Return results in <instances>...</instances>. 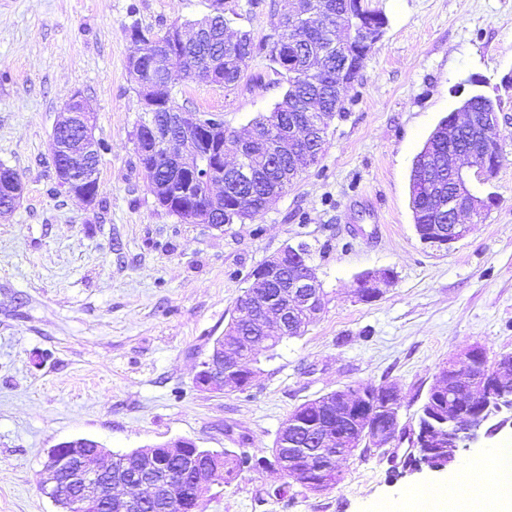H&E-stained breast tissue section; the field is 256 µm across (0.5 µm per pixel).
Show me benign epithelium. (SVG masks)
I'll return each mask as SVG.
<instances>
[{
	"label": "benign epithelium",
	"mask_w": 512,
	"mask_h": 512,
	"mask_svg": "<svg viewBox=\"0 0 512 512\" xmlns=\"http://www.w3.org/2000/svg\"><path fill=\"white\" fill-rule=\"evenodd\" d=\"M343 14L356 15L360 26L339 32L340 38L363 55L371 53L381 39L386 23L384 15L371 8L366 0H344L341 5ZM287 17L304 21L322 18L321 8L316 0H286ZM288 21L278 24L267 37L269 49L273 51L281 64L289 66L297 58L304 57L305 39L286 35ZM175 33L182 42L188 39L210 42L224 41L231 48L235 41H225L220 30L212 28V23L203 22L192 26L191 37L184 35L183 27L176 28ZM167 31L161 37L146 38L132 36L137 45L136 51L129 57L131 76L139 88L144 112L152 115V110L162 102L163 93L169 90L171 70L175 61L185 64L186 77L212 83L209 78H201L191 61L185 57H174L169 50L150 53L148 47L162 42L174 33ZM313 73H328L336 78V88H349L357 81L359 71L353 65V57L348 51L336 55V61H321L312 67ZM319 108L316 100L305 97L291 104L294 113L289 116V124L283 125L281 118L263 129L250 128L245 134L233 135L237 162L229 166L225 163L224 133H219L202 141L195 136L197 129L207 123L200 112L171 111L162 125H150V134L136 137L134 148L140 165L150 161L161 160L166 167L179 172L188 170L192 173V183L199 188V194L207 196L213 207L224 206V193L215 194L212 186L224 183L225 174L236 169L244 159L246 150L256 148L265 156L288 159V169L280 173V182L287 187L293 182L294 174L314 165L317 154L310 147V141L316 139L310 126L303 121L304 112ZM64 118L57 124L62 130L76 132L75 137L62 139L52 135L50 151L59 160L55 167L58 186L62 192L76 197L88 205L95 203V191L92 184L98 183V168L92 166L90 157L98 150V141L93 133L89 113L85 111L82 96L75 93L65 106ZM498 115L496 110L473 112L467 104L448 113V127L441 137L448 142V202L441 203L440 210L448 211L447 230L438 229L421 240L442 250L448 245L464 238L472 225L460 222V217L467 215L476 218L496 203V195L483 194L482 187L488 185L495 174L490 172V165L501 153L497 142ZM439 162L436 156L424 160L422 189L439 196L443 185L436 177ZM23 190L19 174L11 168L0 166V213L15 208ZM152 192L156 198L164 199L166 205H172L182 192L175 189V181L155 182ZM292 254L297 262L295 273L288 278L287 286L272 290L268 287L249 282L248 289L238 300V308L245 313L252 325L262 334L263 340L254 336H243L239 329L225 328L224 335L217 337L210 354L200 362L195 376L198 387L208 391H222L225 383L233 377L243 376L242 387H247L253 372L246 367L253 351L268 346L272 339L287 337L290 332L306 327L324 307L323 292L317 280L315 270L307 260L306 247L302 244L288 246L277 255L268 259L264 269L270 275L279 273L284 266L286 254ZM394 281L393 271L376 270L356 282V292L361 300L372 299L380 294V287L388 286ZM487 359L486 351L479 346H469L459 358L448 363L446 369L454 373L460 367L469 365L474 360ZM512 373V355L502 354L491 363V369L485 372L484 384L496 386ZM390 398L387 423L376 422L364 427L356 440H367L371 448H391L397 442L399 431L400 392L389 390ZM440 393L446 395L448 406L459 407L462 412H475L479 421L458 423L457 436L445 437L431 428L420 433L417 443L429 452L428 469L440 471L455 462L457 453L462 448L477 442L483 437H491L505 427H512V393L490 392L483 397H472L468 402L460 399V393L453 378L440 384ZM369 393L361 390L352 393L348 399L338 400L327 393L317 405L321 413H333L349 420L365 413L374 417L369 409ZM336 433L326 430L317 434L314 442L317 451L300 449L292 459L274 458L271 465L277 470L291 468L293 479L300 485L322 492L335 485L338 473L330 470L318 460V457H330L338 451ZM192 449L203 463L198 465L192 479V485L183 487V493L175 494L176 484L183 483L177 470L169 468L156 470L150 463L154 453L161 449L169 458H178L187 449ZM209 451L199 448L195 441L187 438L167 442L160 446H146L128 454V462L133 464L132 477L128 481H111L105 508L109 512H142L151 502L164 500L169 503L170 512H200L204 493L212 484L218 483V470L213 463L205 460ZM44 484L51 486V495L70 506V512H87L99 505L101 496L100 481L112 477V454L95 439L76 438L59 443L53 448L45 464Z\"/></svg>",
	"instance_id": "benign-epithelium-1"
}]
</instances>
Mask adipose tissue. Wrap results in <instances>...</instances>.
I'll list each match as a JSON object with an SVG mask.
<instances>
[{
	"instance_id": "obj_1",
	"label": "adipose tissue",
	"mask_w": 512,
	"mask_h": 512,
	"mask_svg": "<svg viewBox=\"0 0 512 512\" xmlns=\"http://www.w3.org/2000/svg\"><path fill=\"white\" fill-rule=\"evenodd\" d=\"M493 475L476 494L450 495L435 482L418 484L394 503L395 512H512V443L504 442L492 452Z\"/></svg>"
}]
</instances>
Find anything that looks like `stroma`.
I'll use <instances>...</instances> for the list:
<instances>
[{
    "instance_id": "1",
    "label": "stroma",
    "mask_w": 512,
    "mask_h": 512,
    "mask_svg": "<svg viewBox=\"0 0 512 512\" xmlns=\"http://www.w3.org/2000/svg\"><path fill=\"white\" fill-rule=\"evenodd\" d=\"M224 0L228 35L264 42L278 16ZM388 25L319 162L253 220L184 224L151 193L134 151L142 115L127 71L132 25L163 33L211 0H0V165L23 195L0 214V512H63L41 483L51 448L79 437L112 454L179 438L270 455L298 406L348 386L399 387L401 427L440 366L465 347L512 352V0H371ZM175 103L248 128L285 84L264 55L232 91L173 72ZM81 92L108 145L93 206L57 187L49 149L65 103ZM474 94L499 112L503 162L482 223L445 250L424 244L410 204L413 160L440 120ZM306 244L324 293L303 336L262 350L245 390L195 384L246 275ZM393 269L392 287L359 300L357 275ZM512 429L460 451L443 471L388 473L378 453L339 460L336 486L315 493L274 470H242L213 486L202 512H371L426 481L489 469Z\"/></svg>"
}]
</instances>
